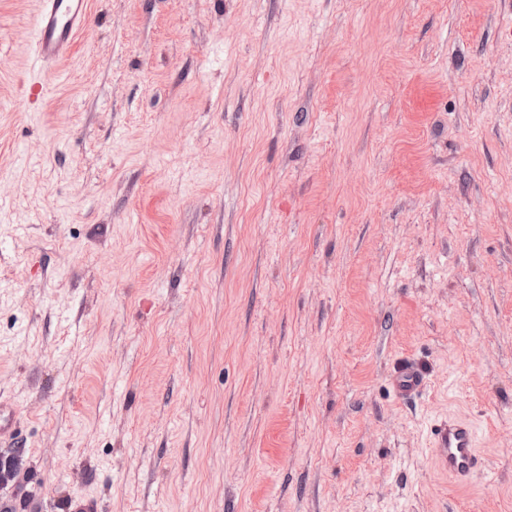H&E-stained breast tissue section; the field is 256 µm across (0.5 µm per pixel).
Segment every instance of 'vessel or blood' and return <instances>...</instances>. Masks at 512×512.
I'll list each match as a JSON object with an SVG mask.
<instances>
[{
	"label": "vessel or blood",
	"instance_id": "1",
	"mask_svg": "<svg viewBox=\"0 0 512 512\" xmlns=\"http://www.w3.org/2000/svg\"><path fill=\"white\" fill-rule=\"evenodd\" d=\"M89 0H39L33 22V42L29 73L22 83L31 100L44 99L49 93L50 78L57 73L76 35L84 26ZM425 380L411 364H402L394 382L398 396L418 394ZM437 447L445 454L442 464L449 478L457 484L470 483L485 467L477 449V429L466 418L449 415L447 423L436 427Z\"/></svg>",
	"mask_w": 512,
	"mask_h": 512
}]
</instances>
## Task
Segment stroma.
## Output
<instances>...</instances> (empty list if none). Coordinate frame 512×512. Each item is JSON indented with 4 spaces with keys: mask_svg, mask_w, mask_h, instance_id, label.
<instances>
[{
    "mask_svg": "<svg viewBox=\"0 0 512 512\" xmlns=\"http://www.w3.org/2000/svg\"><path fill=\"white\" fill-rule=\"evenodd\" d=\"M37 6L0 0L27 512H512V0H90L32 110ZM394 382L398 396L409 397L418 394L425 386V380L419 371L411 364H402ZM434 448H445L442 464L457 484L470 483L485 467L477 447V429L466 418L449 414L448 422L436 426Z\"/></svg>",
    "mask_w": 512,
    "mask_h": 512,
    "instance_id": "35a3bbf8",
    "label": "stroma"
}]
</instances>
